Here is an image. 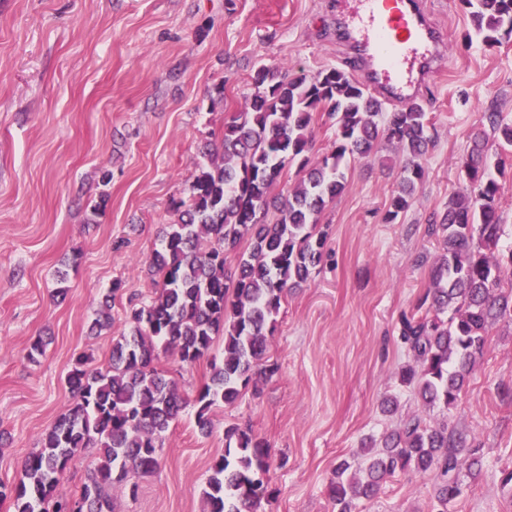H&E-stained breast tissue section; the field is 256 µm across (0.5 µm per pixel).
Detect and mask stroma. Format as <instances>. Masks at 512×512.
<instances>
[{"mask_svg": "<svg viewBox=\"0 0 512 512\" xmlns=\"http://www.w3.org/2000/svg\"><path fill=\"white\" fill-rule=\"evenodd\" d=\"M446 36L437 71L419 96L435 137L411 208L387 223L396 159H348L345 191L319 230L329 255L290 291L269 337L275 374L214 408L201 434L187 407L170 427L157 469L112 512H202L224 430L264 437L272 493L258 512H333L336 466L380 444L422 412L399 382L409 356L397 322L424 294L437 246L425 233L463 185L456 165L487 112L512 120V42L465 47L457 0H425ZM337 0H0V484L72 401L66 378L81 353L106 366L124 328L126 297L151 294L150 256L175 218L206 143L250 98L262 64L314 76L363 74L336 19ZM110 173L102 183V173ZM77 267H69L71 257ZM121 281L112 327L89 325L102 294ZM67 295H54L58 284ZM50 337L30 362L35 336ZM156 366L186 397L208 382V360ZM396 398L395 411L386 399ZM430 417L474 439L480 463L463 469L447 512H512V321L493 326L456 404ZM433 474L398 472L355 512H437Z\"/></svg>", "mask_w": 512, "mask_h": 512, "instance_id": "obj_1", "label": "stroma"}]
</instances>
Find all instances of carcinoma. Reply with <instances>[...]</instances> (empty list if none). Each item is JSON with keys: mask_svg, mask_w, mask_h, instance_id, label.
<instances>
[{"mask_svg": "<svg viewBox=\"0 0 512 512\" xmlns=\"http://www.w3.org/2000/svg\"><path fill=\"white\" fill-rule=\"evenodd\" d=\"M459 2L469 22L464 40L488 47L512 40V0ZM251 80L253 94L224 122L219 143L201 151L198 174L175 203L177 219L166 225L149 261L153 294L129 298L125 329L113 340L106 367H89L85 355L76 360L67 378L72 403L27 455L17 482L0 489V500L11 497L14 512H112L114 494L136 491L131 475L155 471L167 432L188 405L154 366L158 350L193 365L222 336L224 356L211 359L209 382L193 400L198 429L211 432L212 407L235 404L264 358L282 300L323 261L326 236L316 231L318 217L346 188V156L371 158L381 144L394 147L403 165L386 220L412 205L433 145L420 104L387 112L337 68L307 78L262 64ZM319 111L334 121L336 140L330 153L313 159L309 127ZM486 120L488 128L472 135L469 153L457 161L466 185L448 198L441 222L427 225L440 245L428 289L400 318L411 363L399 380L426 409L457 402L492 326L512 319V246L500 244L506 159L487 161L491 140L502 151L512 149V122L497 112ZM293 165L297 181L274 193ZM246 237L252 248L237 256L232 273L227 255ZM121 291L119 281L107 289L91 329L111 326V301ZM88 448L97 450L98 465L79 493L59 492L69 461ZM476 452L448 423L413 415L381 447L368 449L356 469L340 463L329 498L336 512H352L353 500L375 497L385 477L412 467L435 474L434 498L445 512L462 494L463 462L477 464ZM269 468L261 437L249 429L224 430V454L209 469L203 512H253L267 491Z\"/></svg>", "mask_w": 512, "mask_h": 512, "instance_id": "carcinoma-1", "label": "carcinoma"}]
</instances>
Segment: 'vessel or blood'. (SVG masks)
Here are the masks:
<instances>
[{
  "label": "vessel or blood",
  "instance_id": "vessel-or-blood-1",
  "mask_svg": "<svg viewBox=\"0 0 512 512\" xmlns=\"http://www.w3.org/2000/svg\"><path fill=\"white\" fill-rule=\"evenodd\" d=\"M351 47L368 57L365 85L409 103L433 74L444 41L423 0H349Z\"/></svg>",
  "mask_w": 512,
  "mask_h": 512
}]
</instances>
